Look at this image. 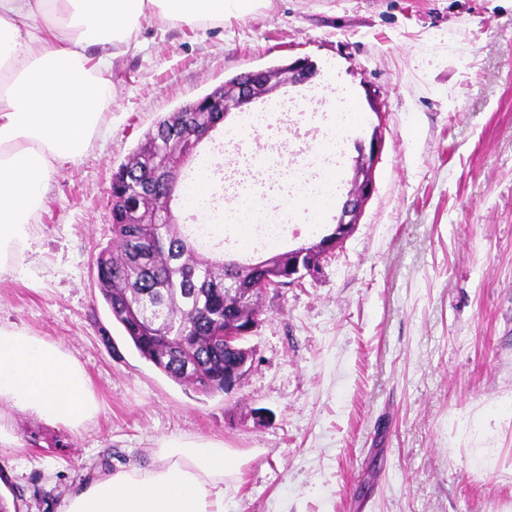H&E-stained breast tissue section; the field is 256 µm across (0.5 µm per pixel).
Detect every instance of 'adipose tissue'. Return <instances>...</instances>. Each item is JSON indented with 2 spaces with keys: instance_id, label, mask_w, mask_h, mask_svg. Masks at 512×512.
<instances>
[{
  "instance_id": "adipose-tissue-1",
  "label": "adipose tissue",
  "mask_w": 512,
  "mask_h": 512,
  "mask_svg": "<svg viewBox=\"0 0 512 512\" xmlns=\"http://www.w3.org/2000/svg\"><path fill=\"white\" fill-rule=\"evenodd\" d=\"M230 0H0V273L41 210L63 161L79 159L112 95L115 58L154 14L223 21ZM107 46L90 58L88 50ZM93 411L85 372L56 345L0 329V434L15 413L78 426ZM242 456L208 439L165 440L146 467L92 478L61 512H224V481Z\"/></svg>"
}]
</instances>
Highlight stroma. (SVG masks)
Returning a JSON list of instances; mask_svg holds the SVG:
<instances>
[{
	"label": "stroma",
	"instance_id": "obj_1",
	"mask_svg": "<svg viewBox=\"0 0 512 512\" xmlns=\"http://www.w3.org/2000/svg\"><path fill=\"white\" fill-rule=\"evenodd\" d=\"M138 41L113 64L100 133L0 275V327L58 345L98 411L75 428L18 416L0 495L60 512L162 441L206 438L245 459L226 512H512V0H272L213 26L148 18ZM297 58L319 68V110L351 113L341 190L354 137L382 124L375 192L319 274L265 291L240 384L204 394L142 358L96 286L112 173L160 119ZM224 138L199 157L214 162L208 213L234 237ZM336 212L302 207L258 258L316 240Z\"/></svg>",
	"mask_w": 512,
	"mask_h": 512
}]
</instances>
